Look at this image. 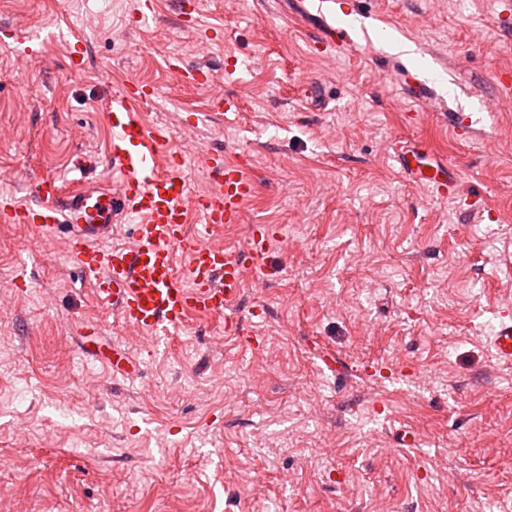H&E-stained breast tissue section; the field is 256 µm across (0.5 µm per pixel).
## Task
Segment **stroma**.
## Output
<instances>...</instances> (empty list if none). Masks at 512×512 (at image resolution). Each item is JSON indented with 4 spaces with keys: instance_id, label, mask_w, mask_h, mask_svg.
I'll list each match as a JSON object with an SVG mask.
<instances>
[{
    "instance_id": "1",
    "label": "stroma",
    "mask_w": 512,
    "mask_h": 512,
    "mask_svg": "<svg viewBox=\"0 0 512 512\" xmlns=\"http://www.w3.org/2000/svg\"><path fill=\"white\" fill-rule=\"evenodd\" d=\"M308 2L301 21L276 0H200L181 19L173 0L145 19L137 0H0L32 47L17 57L0 32V192L27 205L43 176L107 180L101 105L134 80L156 90L141 117L170 127L165 154L223 153L255 185L210 240L278 236L271 277L230 312L259 345L207 314L156 345L97 301L64 243L0 222V497L25 512H512V365L487 344L512 307V0ZM104 9L72 72L69 27ZM325 22L345 43L316 44ZM173 55L236 110L214 115ZM398 140L448 165L456 198L400 175ZM114 344L135 376L92 358Z\"/></svg>"
}]
</instances>
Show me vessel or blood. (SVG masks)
Wrapping results in <instances>:
<instances>
[{
    "mask_svg": "<svg viewBox=\"0 0 512 512\" xmlns=\"http://www.w3.org/2000/svg\"><path fill=\"white\" fill-rule=\"evenodd\" d=\"M154 93L152 86L128 82L105 104L112 129V185L85 187L63 195L58 178L33 183L34 204L22 206L0 195V221L27 225L30 239L48 248L64 241L74 262L92 277L94 294L116 311L128 330L155 338L178 334L195 313L223 315L237 305L256 270L251 259L271 246L269 236L250 227L243 251L207 246L214 227L236 224L254 185L240 163L220 153H203L213 188L194 192L185 160L164 156V128L150 126L138 114ZM402 172L444 198L455 190L447 167L426 166L415 151L396 148ZM203 228L188 232L189 211ZM131 223L127 241L112 244L116 225ZM189 258L178 270L175 251ZM498 361L512 364V314L501 313L488 338Z\"/></svg>",
    "mask_w": 512,
    "mask_h": 512,
    "instance_id": "vessel-or-blood-1",
    "label": "vessel or blood"
}]
</instances>
